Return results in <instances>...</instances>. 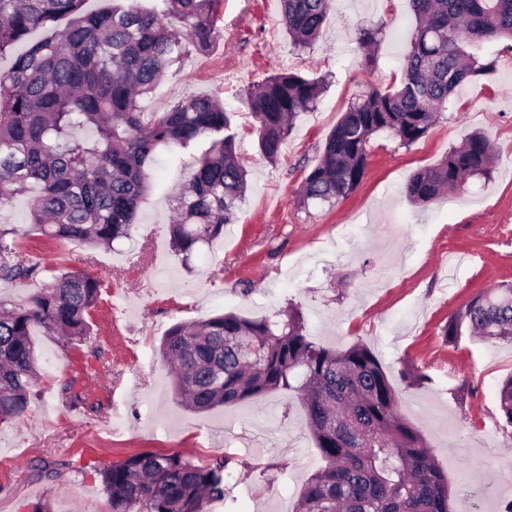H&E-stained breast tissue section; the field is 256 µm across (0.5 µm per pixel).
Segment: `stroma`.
<instances>
[{
    "label": "stroma",
    "instance_id": "35a3bbf8",
    "mask_svg": "<svg viewBox=\"0 0 512 512\" xmlns=\"http://www.w3.org/2000/svg\"><path fill=\"white\" fill-rule=\"evenodd\" d=\"M280 0H224L210 51L191 54L165 76L146 105L165 112L184 98L213 95L234 111L249 188L237 220L183 265L166 227L194 172L192 149H163L132 237L112 248L49 238L32 226L21 193L0 211L16 228L23 260L103 281L85 343L69 348L35 333L39 376L28 409L0 425V512H105L95 467L142 451L209 459L227 455L222 512H294L323 460L298 395L276 391L207 412L186 408L159 346L178 322L222 313L272 316L298 307L319 345L366 343L393 382L402 417L425 438L448 476L449 512H504L512 502V427L498 390L512 375V343L442 339L456 310L480 291L512 282V42L485 44L494 71L456 92L428 135L408 147L376 135L362 182L334 206L304 204L299 192L325 138L369 86L399 78L415 17L409 0H332L319 39L292 50L280 30ZM381 27L372 63L357 43ZM288 69L321 77L316 108L298 114L277 164L257 148L246 91ZM493 145L490 178L415 205L405 185L438 164L471 132ZM428 374L406 381L404 368ZM86 395L74 407L61 388ZM61 465L55 480L35 462Z\"/></svg>",
    "mask_w": 512,
    "mask_h": 512
}]
</instances>
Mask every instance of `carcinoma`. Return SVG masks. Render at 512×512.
<instances>
[{"label":"carcinoma","instance_id":"1","mask_svg":"<svg viewBox=\"0 0 512 512\" xmlns=\"http://www.w3.org/2000/svg\"><path fill=\"white\" fill-rule=\"evenodd\" d=\"M281 25L296 50L311 45L330 0H281ZM416 25L399 85L372 87L352 100L302 182L303 202L333 206L366 172L372 137L400 145L425 138L471 77L491 72L487 42L512 40V0H411ZM85 0H0V55L22 46L0 73V210L18 190L33 193L30 223L67 242L110 246L128 239L161 147L204 146L169 225L183 261L224 236L247 189L234 113L212 96H191L145 121V101L162 76L213 46L221 0H109L89 12ZM175 17L180 26L168 20ZM48 35L28 43L35 30ZM324 80L282 70L245 94L258 149L274 164L294 117L314 108ZM492 145L473 133L440 163L406 184L414 202L435 200L488 173ZM16 229L0 225V280L43 273L16 255ZM103 283L89 275L53 274L23 304L0 297V424L29 407L37 369L33 330L65 345L90 333L88 318ZM477 335L512 342V284L484 290L444 327L458 344ZM178 394L195 411L259 399L273 391L301 397L323 461L307 480L296 512H448V477L422 434L399 412L396 390L364 343L316 344L295 307L283 318L236 313L174 324L160 344ZM512 426V376L498 391ZM231 460L196 463L179 452L144 451L96 470L111 512H210L226 497Z\"/></svg>","mask_w":512,"mask_h":512}]
</instances>
